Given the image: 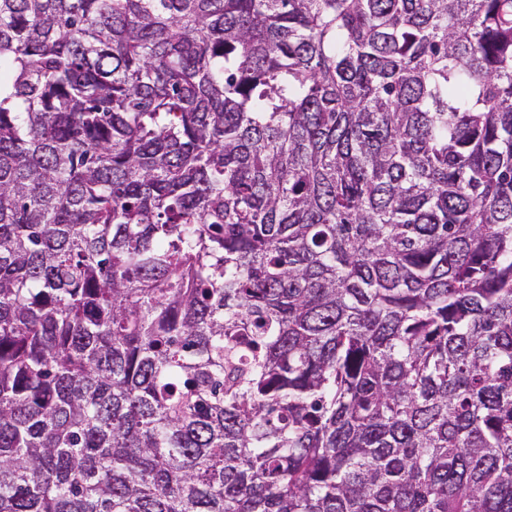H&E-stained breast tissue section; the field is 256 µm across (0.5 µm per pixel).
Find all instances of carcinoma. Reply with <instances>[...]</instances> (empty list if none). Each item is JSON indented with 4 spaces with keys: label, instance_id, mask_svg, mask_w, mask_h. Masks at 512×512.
<instances>
[{
    "label": "carcinoma",
    "instance_id": "obj_1",
    "mask_svg": "<svg viewBox=\"0 0 512 512\" xmlns=\"http://www.w3.org/2000/svg\"><path fill=\"white\" fill-rule=\"evenodd\" d=\"M0 512H512V0H0Z\"/></svg>",
    "mask_w": 512,
    "mask_h": 512
}]
</instances>
